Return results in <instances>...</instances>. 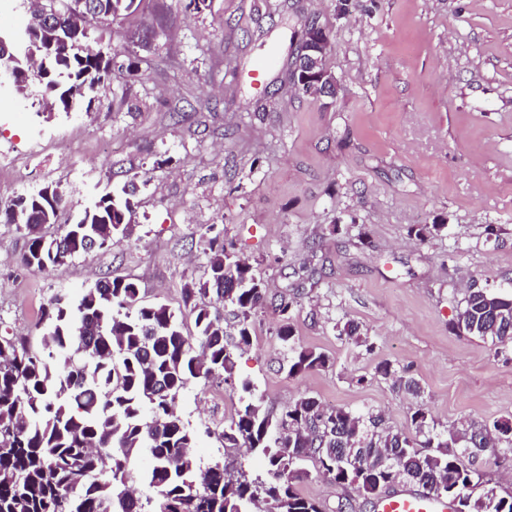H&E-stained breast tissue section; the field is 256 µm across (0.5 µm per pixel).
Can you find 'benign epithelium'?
I'll return each mask as SVG.
<instances>
[{
    "label": "benign epithelium",
    "mask_w": 512,
    "mask_h": 512,
    "mask_svg": "<svg viewBox=\"0 0 512 512\" xmlns=\"http://www.w3.org/2000/svg\"><path fill=\"white\" fill-rule=\"evenodd\" d=\"M330 49V38L318 22H304L301 31L298 79L292 82L297 89L307 91V95L320 100L336 97L339 83L335 75L324 66Z\"/></svg>",
    "instance_id": "benign-epithelium-1"
}]
</instances>
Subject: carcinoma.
Masks as SVG:
<instances>
[{"label":"carcinoma","instance_id":"1","mask_svg":"<svg viewBox=\"0 0 512 512\" xmlns=\"http://www.w3.org/2000/svg\"><path fill=\"white\" fill-rule=\"evenodd\" d=\"M86 20L131 16L141 0H93ZM24 35L0 45V66L13 69L16 91L37 88V113L90 109L97 90L112 74L114 58L85 45L88 31L64 42L70 7L83 0H28ZM60 21L43 25L36 10ZM49 200L45 189L18 194L0 208V222L27 237L20 258L26 269L47 271L79 255L101 251L132 235L137 185L107 191L85 208L64 232L46 236L58 223L64 192ZM204 241L203 275L183 285V307L195 334L166 303H140L137 283L105 276L78 299L55 294L41 310L40 347L17 336L0 335V512H323L297 484L313 461L322 477L350 485L367 497L386 483L416 485L429 495H460L459 512H512V494L491 497L496 487L465 458L483 447L487 431L439 429L418 405L410 413L414 434L386 425L384 415L325 407L305 394L274 417L263 409L251 381L235 374V357L252 343L255 311L272 308L280 319L277 339L288 376L322 370L329 356L296 341L290 320L295 301L267 299L252 266L214 231ZM231 310L234 332L224 327ZM455 327L491 344L499 355L512 349V292L467 288ZM338 336L370 347L359 325L348 320ZM377 374L397 392L417 398L420 381L388 363ZM193 379L240 389V408L224 426L205 427L226 451L243 449L262 459L264 474L243 462L231 467L225 454L208 461L195 456L199 433L176 409ZM499 440L511 445L502 465L512 468V423H494ZM150 457L140 474L151 495L131 505L137 490L128 479L131 459Z\"/></svg>","mask_w":512,"mask_h":512}]
</instances>
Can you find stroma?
<instances>
[{"label":"stroma","mask_w":512,"mask_h":512,"mask_svg":"<svg viewBox=\"0 0 512 512\" xmlns=\"http://www.w3.org/2000/svg\"><path fill=\"white\" fill-rule=\"evenodd\" d=\"M187 3L142 0L92 27L95 48L129 54L91 111L39 117L30 100L0 94V156L15 158L0 169V198L57 183L73 222L103 192L139 185L131 239L47 272L19 265L26 240L0 224V322L37 342L54 293L104 276L182 309L216 224L269 296L295 298L296 338L332 362L287 376L278 318L259 312L236 373L267 411L309 393L380 411L407 435L418 402L445 428L512 421V355L453 328L469 286L512 290V0H211L199 14ZM151 17L163 27L141 37ZM308 17L330 34L340 90L325 102L280 85ZM267 56L275 65L254 77ZM420 224L442 230L422 239ZM350 319L369 347L339 339ZM384 362L411 369L421 400L377 376ZM237 404L230 388L195 381L177 410L202 433ZM218 446L202 433L197 454ZM298 489L327 512H373L315 472Z\"/></svg>","instance_id":"35a3bbf8"}]
</instances>
